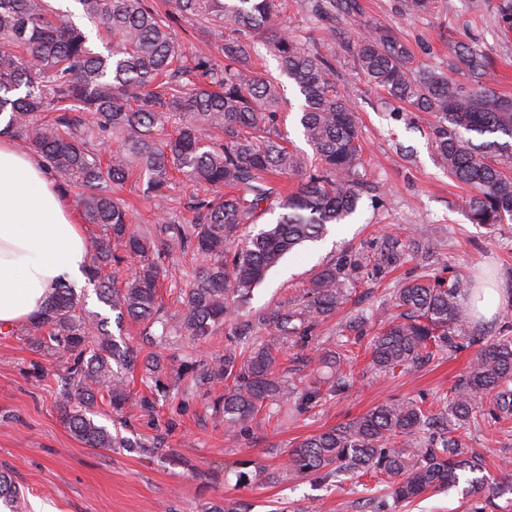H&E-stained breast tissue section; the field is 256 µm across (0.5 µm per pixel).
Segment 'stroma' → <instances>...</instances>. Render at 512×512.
<instances>
[{"instance_id":"stroma-1","label":"stroma","mask_w":512,"mask_h":512,"mask_svg":"<svg viewBox=\"0 0 512 512\" xmlns=\"http://www.w3.org/2000/svg\"><path fill=\"white\" fill-rule=\"evenodd\" d=\"M474 13L469 0H437L431 14L415 15L406 0H356V11L336 26L326 40L306 0H284L272 28L254 39L253 57L261 73L279 77L273 39L290 31L316 43L333 62L340 83L357 87L354 104L360 119L359 139L370 188L357 212L331 226L325 239L290 255L264 283L250 303L254 314L299 299L320 265L346 251L381 255L384 241L395 236L406 245L398 265L379 264L368 282L353 288L344 307L324 321L306 340L269 334L256 327L254 340L280 350V373L288 381L324 389L321 402L307 409L290 407L287 416L261 410L236 440L224 434L216 403L225 383L187 387L178 373L183 364L202 372L224 350L240 348L233 323L196 345L171 343L165 354L168 371L160 387L133 377L135 397L123 413L120 431L131 447L102 450L87 447L64 423L58 409L54 360L34 351L19 336L0 333V474H7L26 502L25 512H213L235 507L239 512H379L389 491L374 474L344 482L283 474L292 445L323 429L362 415L384 400H413L436 409L465 373L481 348L465 344L405 373L379 376L366 354V340L377 326L372 315L386 306L394 289L422 276L457 277L463 284L461 303L473 288L488 285L498 293L496 313L478 319L485 336H496L512 323V223L475 224L469 218L466 186L450 179L438 165L431 140V114L417 112L370 87L343 52L341 41L375 29L390 31L413 55L414 67H442L457 44L479 49L499 75L497 91L512 95V40L500 31L502 0H482ZM283 98L277 129L302 154L311 148L299 124L303 102L291 80L282 79ZM190 263L173 253L161 289L169 318L182 312L180 292L189 281ZM359 337V354L346 388L330 392L336 374L321 363L341 337ZM148 397V408L137 405ZM458 437L486 463V473L512 478V416L488 424H468ZM151 445L150 453L136 442ZM259 465L263 472L250 483L240 473Z\"/></svg>"}]
</instances>
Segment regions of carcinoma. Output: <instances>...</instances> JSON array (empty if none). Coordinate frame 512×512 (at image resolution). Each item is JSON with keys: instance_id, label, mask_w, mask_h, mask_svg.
Listing matches in <instances>:
<instances>
[{"instance_id": "obj_1", "label": "carcinoma", "mask_w": 512, "mask_h": 512, "mask_svg": "<svg viewBox=\"0 0 512 512\" xmlns=\"http://www.w3.org/2000/svg\"><path fill=\"white\" fill-rule=\"evenodd\" d=\"M76 10L55 9L49 0H0V134L25 142L59 180L63 193L80 190L76 206L102 236L87 244L86 276L117 321L143 325L151 350L141 353L109 330V317L85 308L75 289L60 283L43 310L19 332L57 362L58 405L70 431L87 447L129 448L130 441L93 419L98 400L121 413L130 401L127 374L140 369L160 386L166 357L159 348L172 336L197 343L224 327L248 302L267 273L286 255L323 238L358 209L367 180L359 144L355 89L340 87L336 71L317 47L283 33L273 41L280 71L304 98L299 123L314 150L307 159L288 149L277 132L280 82L253 71L251 35L270 26L280 0H171L172 9L224 40V64L209 42L196 50L193 66L166 21L149 0H73ZM353 0H309L312 17L336 37V12ZM103 25L105 50L89 44L75 13ZM236 26L224 34V24ZM369 83L417 112L435 116L431 139L448 175L473 189L465 200L475 224L512 220V176L490 161L512 157V97L493 89L486 57L459 45L455 55L472 87L452 76L457 68L416 71L411 50L386 33L359 36L344 45ZM480 137L478 144L473 138ZM117 150L104 152V146ZM208 187L211 195L190 205L188 224L163 216L174 175ZM281 177L298 179L289 193ZM141 181L158 210L157 223L132 224L117 189ZM283 210L276 221L242 236L262 204ZM176 245L194 263L184 311L176 324L162 313L158 288ZM123 247L121 256L112 245ZM130 260L135 272L122 282L107 269ZM369 256L344 254L310 280L299 306H283L260 320L284 336L306 339L347 299L348 285L365 277ZM462 284L438 277L409 282L395 291L403 319L379 312L383 329L369 341L371 366L379 375L407 371L434 353H452L479 341L472 318L458 302ZM350 350L322 358L336 368L331 392L348 382ZM233 378L217 401L230 436L245 432L262 408L306 409L321 402L317 387L284 381L276 350L251 347L211 360L207 380ZM497 420L512 413V336L483 342L443 410L463 426L477 405ZM433 415L413 401H384L362 416L325 429L288 451L285 472L317 475L323 482L343 475L384 477L396 503L458 487L466 479L473 512L482 496L503 487L482 475L481 459L451 436L425 432ZM20 492L0 475V504L18 512Z\"/></svg>"}]
</instances>
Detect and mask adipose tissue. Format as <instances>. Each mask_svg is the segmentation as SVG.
<instances>
[{
    "instance_id": "obj_1",
    "label": "adipose tissue",
    "mask_w": 512,
    "mask_h": 512,
    "mask_svg": "<svg viewBox=\"0 0 512 512\" xmlns=\"http://www.w3.org/2000/svg\"><path fill=\"white\" fill-rule=\"evenodd\" d=\"M86 246L39 159L0 135V327L29 321L61 280L81 277Z\"/></svg>"
}]
</instances>
